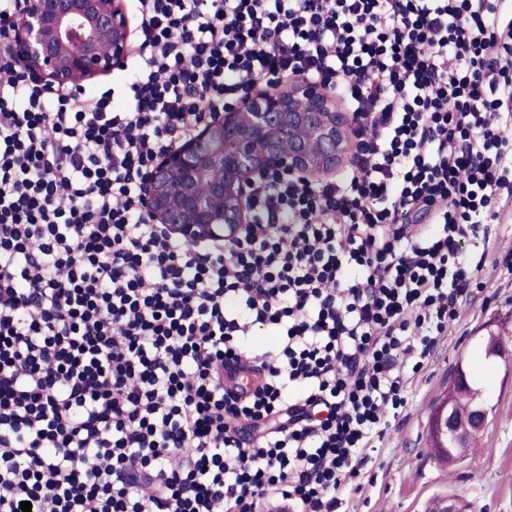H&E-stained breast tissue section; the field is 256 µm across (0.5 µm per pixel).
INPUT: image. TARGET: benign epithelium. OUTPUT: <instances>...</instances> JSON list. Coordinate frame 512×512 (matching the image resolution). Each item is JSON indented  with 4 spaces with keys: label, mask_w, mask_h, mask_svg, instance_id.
Masks as SVG:
<instances>
[{
    "label": "benign epithelium",
    "mask_w": 512,
    "mask_h": 512,
    "mask_svg": "<svg viewBox=\"0 0 512 512\" xmlns=\"http://www.w3.org/2000/svg\"><path fill=\"white\" fill-rule=\"evenodd\" d=\"M132 36L128 0H25L10 51L37 88L65 90L123 69ZM337 98L302 78L251 90L155 160L143 187L150 222L187 244L239 242L252 223L257 179L326 176L352 153L351 118ZM469 383L465 369L453 372L431 420L433 439L445 446L463 444L488 426V403L463 410L455 404L456 391ZM439 512H469V504L448 496Z\"/></svg>",
    "instance_id": "1"
}]
</instances>
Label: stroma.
<instances>
[{
  "instance_id": "obj_1",
  "label": "stroma",
  "mask_w": 512,
  "mask_h": 512,
  "mask_svg": "<svg viewBox=\"0 0 512 512\" xmlns=\"http://www.w3.org/2000/svg\"><path fill=\"white\" fill-rule=\"evenodd\" d=\"M492 260L474 302L449 329L413 378L399 425L372 453L357 490L342 494L336 512H426L430 502L458 496L472 512H512V359L488 361L483 337L500 328L512 350V222L494 225ZM465 364L493 407L489 425L460 464H441L431 450L430 418Z\"/></svg>"
}]
</instances>
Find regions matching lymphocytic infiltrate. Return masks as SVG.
Here are the masks:
<instances>
[{
  "label": "lymphocytic infiltrate",
  "mask_w": 512,
  "mask_h": 512,
  "mask_svg": "<svg viewBox=\"0 0 512 512\" xmlns=\"http://www.w3.org/2000/svg\"><path fill=\"white\" fill-rule=\"evenodd\" d=\"M125 106L0 49V512H336L512 218L507 0H136ZM333 86L337 177L229 248L144 216L157 157L255 84ZM247 394L224 386L254 326Z\"/></svg>",
  "instance_id": "obj_1"
}]
</instances>
